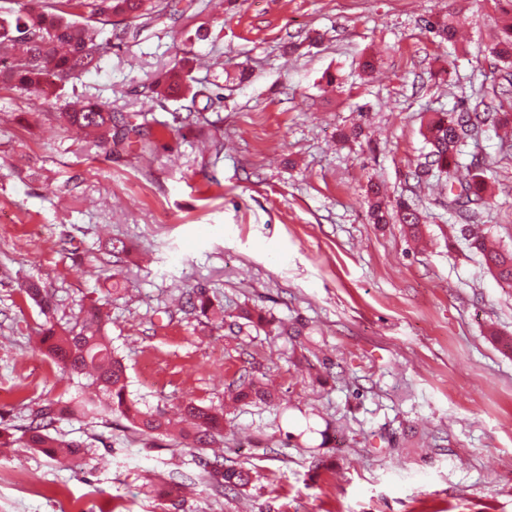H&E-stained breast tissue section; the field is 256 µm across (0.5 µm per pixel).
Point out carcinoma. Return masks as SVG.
<instances>
[{"mask_svg": "<svg viewBox=\"0 0 512 512\" xmlns=\"http://www.w3.org/2000/svg\"><path fill=\"white\" fill-rule=\"evenodd\" d=\"M10 7H0V89L29 93L42 103H51L78 76L100 68L107 50L123 44L132 34V24L139 19L152 20L178 11L177 0H43L38 8L22 0H11ZM430 31L453 41L456 23L451 19L427 22ZM494 60L493 72L499 73L498 106L473 108L462 112H437L425 124L423 136L430 145L424 162L415 172L417 179L430 174L448 178V210L457 214L465 225L478 224L488 205L487 177L482 168L460 165L459 156L468 140L483 132L487 123L512 125V24L504 26L496 42L487 48ZM192 92L185 67L175 65L155 81L153 93L165 100ZM64 130H79L93 136L95 145L107 151L124 150L131 145L130 135H141L137 116L116 119L112 108L90 99L82 105L66 106L58 112ZM370 215L375 224L394 219L407 226L414 237L421 232L424 216L400 197L388 207L381 187L370 186ZM469 248L481 255L495 278L512 283V252L492 249L485 238L472 236ZM48 315L54 310V296L36 283L24 288ZM184 304L192 313L216 314L207 289L196 286L186 292ZM240 318L256 327H268L274 336L293 342L303 335L298 323L274 322L259 312L245 309ZM108 315L97 305L80 309L73 325L60 327L46 319L41 343L47 355L59 367L87 378L90 392L66 401L48 399L31 413L26 429L17 436L0 428V447L36 448L48 456L73 461L86 454V446L52 433L55 424L65 417L106 423L117 415L147 437L169 436L173 421L163 409H143L129 397L126 366L112 355L105 327ZM242 403L279 406L278 390L261 378L244 377L224 388V407L216 409L182 402L178 411L181 427L175 442L202 450L224 439V409ZM203 470L202 479L216 491L238 496L252 483V472L243 467H226L215 460L197 457Z\"/></svg>", "mask_w": 512, "mask_h": 512, "instance_id": "1", "label": "carcinoma"}]
</instances>
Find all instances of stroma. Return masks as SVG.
I'll return each mask as SVG.
<instances>
[{
	"mask_svg": "<svg viewBox=\"0 0 512 512\" xmlns=\"http://www.w3.org/2000/svg\"><path fill=\"white\" fill-rule=\"evenodd\" d=\"M179 7L61 93L145 113L153 155L106 153L60 130L51 106L0 90V425L23 429L43 399L85 383L40 351L45 316L23 291L38 281L58 324L107 308L143 407L219 406L239 377L269 380L282 409L224 417V464L259 478L227 499L197 481L195 449L118 417L65 419L57 431L89 443L85 458L0 450V512H62L68 498L161 512L155 491L174 471L196 480L184 512H512V284L468 248L447 183L412 176L430 113L497 104L487 48L503 14L493 0ZM443 17L463 41L429 32ZM181 59L194 88L222 85L217 127L179 126L189 97L153 98ZM474 159L491 185L482 228L512 250V139L488 128L461 157ZM374 182L426 214L425 247L372 223ZM116 239L130 248L119 263ZM200 283L225 327L174 305ZM243 307L304 323L303 348L238 324ZM312 355L331 362L317 383Z\"/></svg>",
	"mask_w": 512,
	"mask_h": 512,
	"instance_id": "obj_1",
	"label": "stroma"
}]
</instances>
